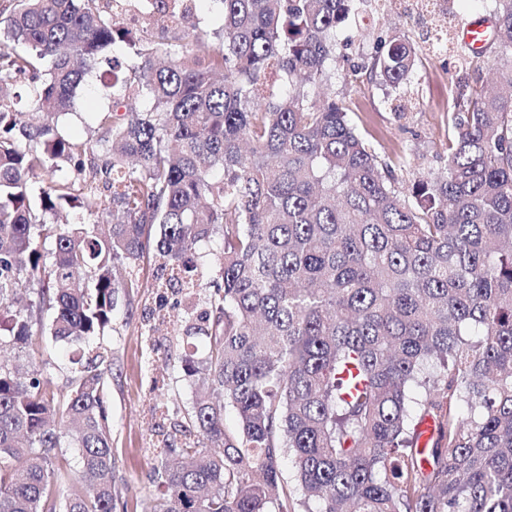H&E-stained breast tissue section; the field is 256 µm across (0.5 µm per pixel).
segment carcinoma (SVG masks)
Listing matches in <instances>:
<instances>
[{
    "instance_id": "cac0c4a2",
    "label": "carcinoma",
    "mask_w": 512,
    "mask_h": 512,
    "mask_svg": "<svg viewBox=\"0 0 512 512\" xmlns=\"http://www.w3.org/2000/svg\"><path fill=\"white\" fill-rule=\"evenodd\" d=\"M7 2L0 350L105 336L138 287L114 268L151 243L166 285H213L185 330L205 356L182 358L196 399L157 453L149 512H512V0H496L495 80L448 105L445 172L406 194L345 107L307 99L354 0H218L216 30L142 37L121 73L104 53L129 31L105 0ZM147 2L180 28L183 0ZM417 59L396 33L371 72L397 87ZM102 62L116 97L91 146L60 125ZM21 82L42 121L10 110ZM139 97L145 111L125 108ZM66 210L108 234L47 221ZM215 237L220 284L193 260ZM33 288L36 319L17 298ZM106 358L101 343L71 358L65 394L0 361V512H117ZM63 446L80 481L60 497Z\"/></svg>"
}]
</instances>
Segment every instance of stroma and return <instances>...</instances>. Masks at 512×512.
<instances>
[{
	"mask_svg": "<svg viewBox=\"0 0 512 512\" xmlns=\"http://www.w3.org/2000/svg\"><path fill=\"white\" fill-rule=\"evenodd\" d=\"M494 0H365L336 32L337 78L327 91L310 88L311 100L330 93L342 101L357 132L388 163L398 189L422 174L442 172L447 165L445 115L448 101L489 80V69L460 64L467 47L461 39L444 42L448 28L493 20ZM399 32L419 57L410 81L392 88L364 69L375 52L377 37ZM112 104L111 89L90 80L77 99L76 116L64 124L66 134L85 140L96 112ZM121 273L139 283L113 315L104 343L111 370L107 407L116 460L114 487L127 512H145L155 493L153 468L160 432L179 435L194 394L184 380L180 361L187 349L184 335L189 313L205 308L199 291L160 288L153 253ZM7 359L36 361L52 387L67 389L71 365L61 344L45 341L33 354L10 351ZM165 404L163 431H156L151 410Z\"/></svg>",
	"mask_w": 512,
	"mask_h": 512,
	"instance_id": "stroma-1",
	"label": "stroma"
}]
</instances>
